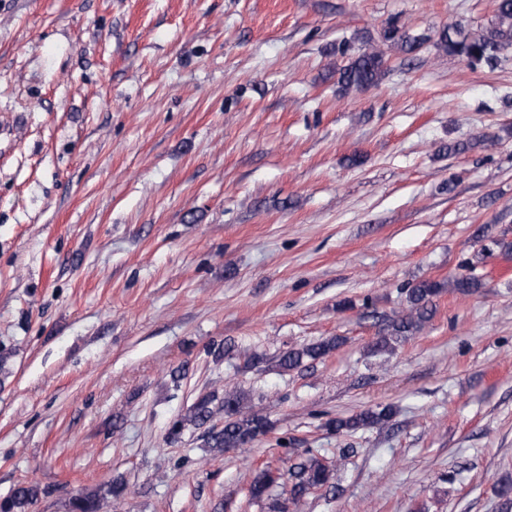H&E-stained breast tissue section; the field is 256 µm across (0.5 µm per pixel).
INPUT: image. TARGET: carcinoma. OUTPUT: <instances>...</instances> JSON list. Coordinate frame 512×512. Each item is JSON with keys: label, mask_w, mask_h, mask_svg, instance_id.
<instances>
[{"label": "carcinoma", "mask_w": 512, "mask_h": 512, "mask_svg": "<svg viewBox=\"0 0 512 512\" xmlns=\"http://www.w3.org/2000/svg\"><path fill=\"white\" fill-rule=\"evenodd\" d=\"M427 41L423 36H411L396 24H390L381 33V44H370L357 53H350V47L341 49L348 57V63L337 70V83L344 90H360L375 84L384 72L386 60L381 45L397 46L404 52H412ZM438 48L450 55L465 60L472 66H495L504 53L512 48V0H495L494 16L488 27L469 33L458 26L443 30L436 42ZM450 287L473 293L481 288V281L473 275H462L450 282ZM443 285L433 280H422L408 289V313L392 321V335L409 336L419 331L432 315L434 298L441 293ZM340 344L339 338H329L303 345L284 352L278 365L285 371L294 370L304 360H316L328 355ZM213 399L203 397L190 409L186 421L197 427H205L206 441L211 448L228 450L242 449L253 444L270 430L267 418L253 412L246 404L245 396L236 391L224 393V400L217 408L212 407ZM224 412V426L211 425L216 411ZM393 416L390 406L380 410L368 408L346 418H332L325 426L339 433L343 430L356 432L376 425H383ZM336 466L323 458L316 448H307L295 458L286 469L285 478L279 484L289 487L288 498L276 501L273 512H289L298 506L312 491L331 484ZM272 470L264 467L253 477L249 493L254 499L266 496L275 486L271 479ZM41 494L38 486H18L13 494L0 502V512H29ZM103 496L97 492H82L70 502V512H101Z\"/></svg>", "instance_id": "cac0c4a2"}]
</instances>
